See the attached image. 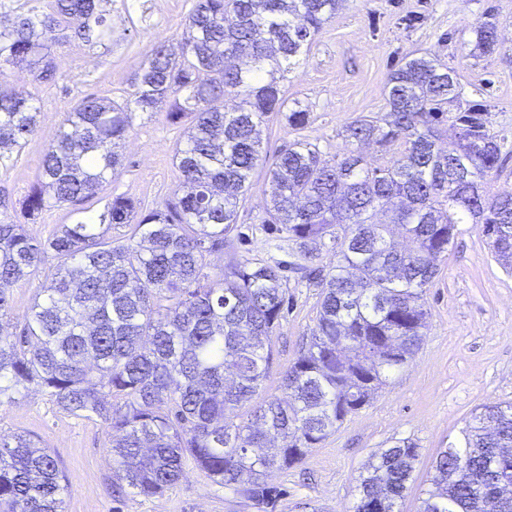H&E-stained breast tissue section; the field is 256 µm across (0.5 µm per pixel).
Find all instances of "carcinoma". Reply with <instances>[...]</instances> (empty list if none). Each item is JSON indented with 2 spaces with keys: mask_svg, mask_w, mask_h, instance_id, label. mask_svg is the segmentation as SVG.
Returning <instances> with one entry per match:
<instances>
[{
  "mask_svg": "<svg viewBox=\"0 0 512 512\" xmlns=\"http://www.w3.org/2000/svg\"><path fill=\"white\" fill-rule=\"evenodd\" d=\"M102 0H46L0 27V168L37 129L38 99L7 80L24 63L36 82L54 77L56 51L72 39L102 40ZM345 0H195L179 50L159 38L118 103L88 97L67 113L47 149L22 217L93 197L122 165L120 145L138 113L169 105L191 118L175 149L180 181L154 208L112 197L95 219L63 224L46 240L0 220V327L11 287L46 274L19 332H0V405L36 386L66 413L95 416L112 431V492L151 497L191 462L216 483L267 504L269 473L301 463L338 423L370 403L388 374L420 349L424 296L460 224H474L512 271V193L491 196L505 137L487 105L463 100L454 70L428 55L405 59L387 79L386 111L346 128L326 156L297 139L271 164L261 152L270 114L292 130L311 113L281 82ZM470 53L495 49L499 21L470 26ZM235 100L233 106L227 99ZM396 146L399 157L367 166L359 147ZM266 224H281L304 263L294 270L322 288L309 342L282 376L285 397L264 396L272 338L285 305L284 266L210 256L237 229V209L262 165ZM403 230L398 245L390 225ZM128 228L124 239L110 236ZM333 252L311 265L310 244ZM419 448L403 440L359 476L351 512H399ZM420 512H512V403L482 407L458 443L437 452ZM71 492L48 449L29 434L0 435V512H63Z\"/></svg>",
  "mask_w": 512,
  "mask_h": 512,
  "instance_id": "1",
  "label": "carcinoma"
}]
</instances>
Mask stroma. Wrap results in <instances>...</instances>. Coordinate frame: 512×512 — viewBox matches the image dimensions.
<instances>
[{
	"label": "stroma",
	"mask_w": 512,
	"mask_h": 512,
	"mask_svg": "<svg viewBox=\"0 0 512 512\" xmlns=\"http://www.w3.org/2000/svg\"><path fill=\"white\" fill-rule=\"evenodd\" d=\"M193 0H106L111 34L104 43H65L56 54L57 73L46 84L33 82L25 67L8 72L17 87L41 101L40 124L28 137L12 167L0 168V219L19 214L36 182L43 156L67 112L84 98L123 102L132 80L156 38L179 42ZM493 10L500 36L493 53L469 56L462 44L467 29ZM431 54L454 69L470 100L490 106V126L507 136L504 171L487 181L488 194L512 192V0H348L342 11L314 36L312 45L284 86L311 112L296 133L278 116L263 132V154L274 159L295 138L317 144L325 154L343 148L349 123L385 109L390 70L403 58ZM184 125L171 124L166 109L139 115L121 149L123 165L112 180L84 202L48 207L28 235L48 237L59 225L96 217L116 195L153 207L167 200L179 182L174 148ZM264 169L237 213L239 239L230 252L211 257L222 268L228 253L265 262L295 261L286 230L265 224ZM290 309L273 336L275 359L265 394L279 392L283 373L316 324L321 290L289 273ZM428 310L423 344L413 359L389 374L372 402L348 415L336 432L310 449L303 463L270 474L282 494L273 504L254 502L189 467L161 495L112 496L110 430L97 418H76L59 410L36 387L0 404V434L26 432L49 448L66 475L71 493L64 512H350L358 478L371 455L400 440L417 444L420 458L413 488L400 512H419L421 492L439 449L454 441L482 405L512 402V274L491 253L472 224L459 231L425 296Z\"/></svg>",
	"instance_id": "35a3bbf8"
}]
</instances>
